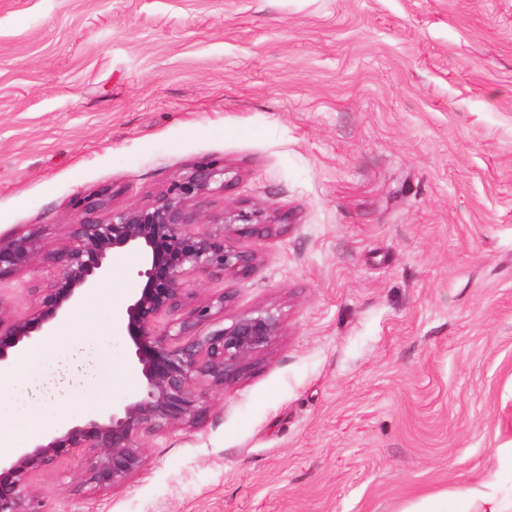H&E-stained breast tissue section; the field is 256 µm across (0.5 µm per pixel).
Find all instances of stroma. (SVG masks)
<instances>
[{
	"label": "stroma",
	"instance_id": "obj_1",
	"mask_svg": "<svg viewBox=\"0 0 512 512\" xmlns=\"http://www.w3.org/2000/svg\"><path fill=\"white\" fill-rule=\"evenodd\" d=\"M233 171L212 210L270 204L251 274L201 298L283 329L193 428L142 440L123 486L45 472V512H405L494 492L512 512V0H0V236L63 245L73 201L142 204L187 166ZM93 307L98 356L60 370L96 417L139 389ZM43 262L0 279L13 315Z\"/></svg>",
	"mask_w": 512,
	"mask_h": 512
}]
</instances>
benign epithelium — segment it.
Masks as SVG:
<instances>
[{
	"label": "benign epithelium",
	"instance_id": "benign-epithelium-1",
	"mask_svg": "<svg viewBox=\"0 0 512 512\" xmlns=\"http://www.w3.org/2000/svg\"><path fill=\"white\" fill-rule=\"evenodd\" d=\"M227 174L224 164L203 159L146 204L116 205L109 187L77 197L66 243L47 256L57 277L34 289L38 301L24 316L11 315L0 299L2 369L15 365L33 336L50 332L109 276L112 251L134 249L143 257L135 273L139 288L118 318L132 341L141 387L121 407L0 457V512H43L36 481L75 450L83 453L80 485L122 486L145 466L144 436L199 424L209 411V392L237 383L280 335L282 319L272 308L228 317L230 295L202 301L190 287L199 275H248L258 256L245 240L279 236L289 226L287 215L264 205L208 213V198L225 189ZM40 252L34 232L0 237V278L30 269ZM207 321L214 328L198 333Z\"/></svg>",
	"mask_w": 512,
	"mask_h": 512
}]
</instances>
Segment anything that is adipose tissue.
I'll use <instances>...</instances> for the list:
<instances>
[{
	"label": "adipose tissue",
	"mask_w": 512,
	"mask_h": 512,
	"mask_svg": "<svg viewBox=\"0 0 512 512\" xmlns=\"http://www.w3.org/2000/svg\"><path fill=\"white\" fill-rule=\"evenodd\" d=\"M65 351L87 359L97 356L92 335L80 329L77 322L65 321L52 335L24 351L17 365L0 371V454L16 452L22 443L36 439L52 425L54 409L29 403V392L56 356Z\"/></svg>",
	"instance_id": "ef3b65f1"
}]
</instances>
